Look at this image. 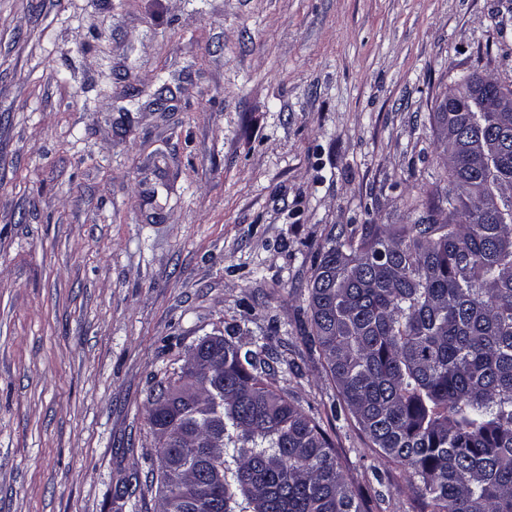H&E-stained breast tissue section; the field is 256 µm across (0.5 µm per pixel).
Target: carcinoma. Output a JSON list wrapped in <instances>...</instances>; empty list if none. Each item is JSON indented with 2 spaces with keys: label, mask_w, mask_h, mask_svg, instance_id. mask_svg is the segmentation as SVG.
Wrapping results in <instances>:
<instances>
[{
  "label": "carcinoma",
  "mask_w": 512,
  "mask_h": 512,
  "mask_svg": "<svg viewBox=\"0 0 512 512\" xmlns=\"http://www.w3.org/2000/svg\"><path fill=\"white\" fill-rule=\"evenodd\" d=\"M462 81L472 96L435 113L456 193L395 231L332 238L308 336L341 396L332 415L409 469L422 512H512V113L477 111L493 90ZM235 333L208 348L192 399L183 369L153 390L161 512H372L319 422L276 385L265 346Z\"/></svg>",
  "instance_id": "obj_1"
}]
</instances>
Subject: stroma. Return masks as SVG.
Listing matches in <instances>:
<instances>
[{
    "instance_id": "stroma-1",
    "label": "stroma",
    "mask_w": 512,
    "mask_h": 512,
    "mask_svg": "<svg viewBox=\"0 0 512 512\" xmlns=\"http://www.w3.org/2000/svg\"><path fill=\"white\" fill-rule=\"evenodd\" d=\"M512 0H0V512H157L149 397L263 338L373 512H421L307 349L330 233L446 194L431 117Z\"/></svg>"
}]
</instances>
